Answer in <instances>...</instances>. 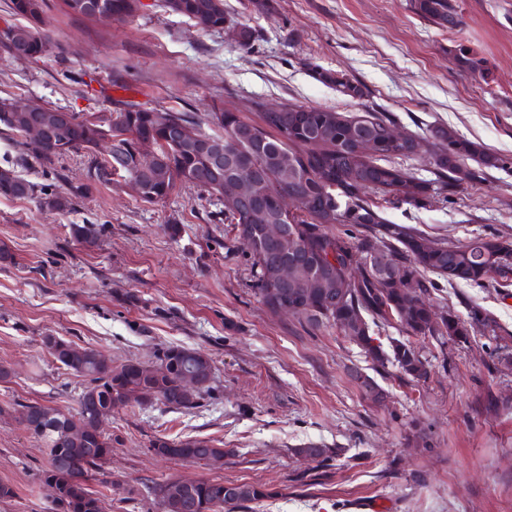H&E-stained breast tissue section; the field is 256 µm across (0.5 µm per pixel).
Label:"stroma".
<instances>
[{"instance_id": "stroma-1", "label": "stroma", "mask_w": 512, "mask_h": 512, "mask_svg": "<svg viewBox=\"0 0 512 512\" xmlns=\"http://www.w3.org/2000/svg\"><path fill=\"white\" fill-rule=\"evenodd\" d=\"M45 3L41 26L53 46L39 59L0 52V100L81 113L133 101L204 123L220 107L256 122L288 103L356 111L313 73L340 71L398 131L422 139L445 125L511 163L422 206L381 204L387 220L450 245L512 240V0H456L458 32L407 0H224L226 16L252 30L244 49L164 0H140L135 17L112 23ZM460 38L489 59L488 79L456 70L448 48ZM88 166L80 152L46 168L0 134V168L50 190L80 189L65 212L0 197V367L11 372L0 380V485L12 490L0 512H51L47 456L20 425L21 406L76 414L86 381L46 351L50 334L116 364L151 361L167 345L214 361L199 407L148 401L106 423L112 488L103 512H155L159 484L212 478L264 490L239 512H354L357 502L382 512H512V285L424 272L437 315L465 319L476 308L495 328L411 339L428 365L427 378L411 382L336 328L271 314L222 201L180 185L145 203L124 185L90 183ZM72 224L100 225L99 247L71 241ZM159 436L212 441L224 460L160 456L150 446ZM312 445L326 449L325 461L303 455Z\"/></svg>"}]
</instances>
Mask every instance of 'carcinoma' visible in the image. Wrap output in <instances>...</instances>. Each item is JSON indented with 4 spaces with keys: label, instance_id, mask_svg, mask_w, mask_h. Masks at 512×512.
<instances>
[{
    "label": "carcinoma",
    "instance_id": "cac0c4a2",
    "mask_svg": "<svg viewBox=\"0 0 512 512\" xmlns=\"http://www.w3.org/2000/svg\"><path fill=\"white\" fill-rule=\"evenodd\" d=\"M105 9L120 20L135 15L138 0H101ZM167 8L195 22L204 31L220 32L227 20L224 0H165ZM45 0H11V14L28 20L26 25L8 24L0 30V50L11 53L12 43L20 36L28 43L31 58L38 59L52 48L50 35L38 30ZM410 8L441 29L453 30L463 24L462 16L452 0H409ZM448 57L455 67L481 78L490 70L488 60L463 41L448 47ZM317 79L330 85L344 97L361 100L364 86L345 74L325 69L315 70ZM16 106L0 101V133L19 138L18 146L29 151L19 125L12 121ZM110 124L94 123L85 115L70 113V146L61 148L50 140L33 157L47 167L77 152H95L96 142L112 139V156L122 157L126 166L135 163L140 140L150 139L159 149V166L165 179L150 185L141 198L145 203L166 199L181 183L192 184L209 193L220 190L206 176L205 157L209 143L224 142V151H242L254 157L248 174L265 181L277 194H288L293 184L300 195L315 204L288 215V233L294 239L306 237L314 241L310 253L298 257L301 274H313L321 263L333 256L336 277L345 283L344 298L334 307L321 301L315 291L297 298L294 316L309 328L334 326L341 330L375 362L390 363L412 380L427 377L428 370L419 351L411 342L396 340L384 348L372 335L373 326L395 319L409 336H466L469 330L492 327V321L478 311L470 321L456 317L434 318L425 300L428 285L424 270L450 281L473 284L512 279V242L495 237L477 236L459 246H448L421 233L410 232L400 224H390L379 207L369 201L372 194L384 199L401 200L419 206L447 188H455L479 178L486 169H503L507 161L480 145L458 136L441 125L428 129L429 163L444 179L422 181L395 164L408 159V153H382L363 157L352 150L354 130L359 133H385L392 127L389 117L366 111L347 115L324 108L283 104L278 112L262 113L261 122L243 120L237 113L224 116L213 112L214 123L223 130L211 134L202 130L201 122L187 112L165 108H145L134 103L112 113ZM179 127L197 142L188 152L174 143L168 129ZM334 149L325 153L322 145ZM475 162L476 166L469 165ZM90 181L108 186L116 182L108 159L94 160L88 170ZM0 197L34 199L41 207L58 212L70 209V193L37 189V185L11 168L0 169ZM324 224H344L348 229L338 234L322 231ZM379 226L384 238L377 245L359 234L369 226ZM71 240L87 249L100 243L97 224L69 225ZM375 254L386 260L387 273L381 274L376 264L367 262ZM254 288L263 304L273 313L281 305L279 289L266 274L267 256L262 238H257L250 252ZM43 346L55 348V359L63 367L88 379L79 397L78 419L40 403L24 405L26 431L44 442L48 467L42 481L55 485L63 503L61 512H102L101 498L90 489L89 480L101 469L112 451V439L105 437L103 425L113 412L132 410L149 397L172 410H190L211 389L213 360L191 348L171 345L161 348L155 361L144 365L127 361L114 365L91 348L81 347L57 336L43 338ZM190 366L198 372L199 387L187 390L179 380L180 371ZM151 448L163 456L190 461H211L224 456V449L205 439H170L157 437ZM265 496L261 488L248 484H230L225 489L222 479L199 480L192 490L183 489L178 479L160 485L157 512H219L233 510Z\"/></svg>",
    "mask_w": 512,
    "mask_h": 512
}]
</instances>
